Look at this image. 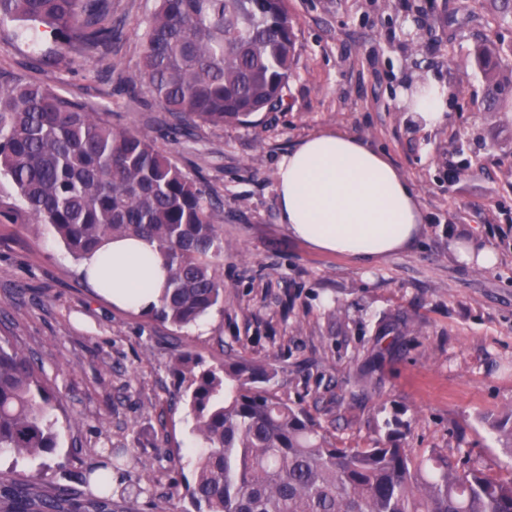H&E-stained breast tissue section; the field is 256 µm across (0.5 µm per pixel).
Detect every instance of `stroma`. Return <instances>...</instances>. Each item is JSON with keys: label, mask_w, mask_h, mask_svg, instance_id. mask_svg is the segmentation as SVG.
<instances>
[{"label": "stroma", "mask_w": 512, "mask_h": 512, "mask_svg": "<svg viewBox=\"0 0 512 512\" xmlns=\"http://www.w3.org/2000/svg\"><path fill=\"white\" fill-rule=\"evenodd\" d=\"M414 1L427 30L407 46L400 23ZM287 5L298 27L285 109L178 137L172 116L130 83L157 0H112L121 36L108 78L78 62L32 66L23 22L0 27V67L146 134L224 210V306L178 330L112 306L0 176V336L34 359L60 401L46 467L6 455L0 477L32 479L46 494L66 488L84 504L98 497L85 477L101 449L126 448L135 462L113 472V504L147 482L138 512H194L184 493L198 437L173 371L182 351L207 366L230 353L273 364L270 390L309 410L338 445L369 447L398 418L416 454L472 448L512 475L487 422L512 407V107L487 109L473 57L481 43L512 45V22H494L490 0ZM420 75L450 90L448 118L430 130L397 104ZM329 128L384 152L412 182L424 224L405 251L362 262L318 252L281 224L278 163ZM464 237L490 246L496 265L461 263L451 244ZM398 317L405 327L379 335Z\"/></svg>", "instance_id": "stroma-1"}]
</instances>
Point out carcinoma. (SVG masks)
<instances>
[{
  "label": "carcinoma",
  "mask_w": 512,
  "mask_h": 512,
  "mask_svg": "<svg viewBox=\"0 0 512 512\" xmlns=\"http://www.w3.org/2000/svg\"><path fill=\"white\" fill-rule=\"evenodd\" d=\"M136 82L181 126L246 124L283 106L296 53L286 0H158ZM55 48L43 67L80 58L112 70V0H0ZM504 50L479 46L486 100L505 98ZM0 174L35 224L51 226L78 259L116 236H148L164 252L167 287L146 315L176 329L224 304L218 261L224 214L210 193L152 140L119 130L65 96L0 68ZM174 370L200 441L186 495L196 512H512V476L492 474L472 450L416 457L397 429L369 448H341L308 411L263 387L269 363L230 356L206 367L191 353ZM58 400L31 357L0 336V456L35 460L57 447ZM512 455V410L494 420ZM69 490L42 496L25 482L0 488V512H74Z\"/></svg>",
  "instance_id": "carcinoma-1"
}]
</instances>
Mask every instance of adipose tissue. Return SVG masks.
Here are the masks:
<instances>
[{
  "label": "adipose tissue",
  "mask_w": 512,
  "mask_h": 512,
  "mask_svg": "<svg viewBox=\"0 0 512 512\" xmlns=\"http://www.w3.org/2000/svg\"><path fill=\"white\" fill-rule=\"evenodd\" d=\"M447 98L446 87L426 78L400 100L432 128L445 122ZM278 195L289 234L322 252L374 261L406 249L421 232L410 182L386 155L337 129L310 135L283 156ZM80 273L114 306L138 312L157 305L167 279L164 257L147 237L104 243Z\"/></svg>",
  "instance_id": "obj_1"
}]
</instances>
